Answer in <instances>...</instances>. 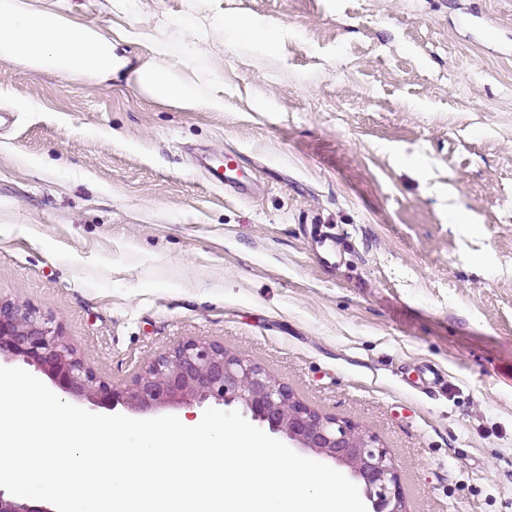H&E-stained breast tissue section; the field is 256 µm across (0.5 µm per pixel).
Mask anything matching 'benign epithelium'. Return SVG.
Masks as SVG:
<instances>
[{
	"mask_svg": "<svg viewBox=\"0 0 512 512\" xmlns=\"http://www.w3.org/2000/svg\"><path fill=\"white\" fill-rule=\"evenodd\" d=\"M20 356L49 375L64 394L101 408L121 405L148 411L213 398L239 404L251 418L297 448L332 460L349 471L371 512H405L399 475L387 449L366 427L323 414L285 383L217 342L184 340L156 356L133 382L116 388L78 356L51 320L39 311L0 300V355ZM0 512H52L7 498Z\"/></svg>",
	"mask_w": 512,
	"mask_h": 512,
	"instance_id": "obj_1",
	"label": "benign epithelium"
}]
</instances>
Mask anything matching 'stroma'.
Returning <instances> with one entry per match:
<instances>
[{
  "label": "stroma",
  "mask_w": 512,
  "mask_h": 512,
  "mask_svg": "<svg viewBox=\"0 0 512 512\" xmlns=\"http://www.w3.org/2000/svg\"><path fill=\"white\" fill-rule=\"evenodd\" d=\"M186 5L132 9L175 53ZM198 8L254 27L211 32L220 112L0 59V299L117 387L184 339L224 344L373 432L407 512H512V0ZM228 153L247 192L210 181Z\"/></svg>",
  "instance_id": "stroma-1"
}]
</instances>
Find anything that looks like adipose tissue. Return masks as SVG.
Wrapping results in <instances>:
<instances>
[{
  "instance_id": "adipose-tissue-1",
  "label": "adipose tissue",
  "mask_w": 512,
  "mask_h": 512,
  "mask_svg": "<svg viewBox=\"0 0 512 512\" xmlns=\"http://www.w3.org/2000/svg\"><path fill=\"white\" fill-rule=\"evenodd\" d=\"M112 8L128 18L127 27L115 36L87 25L77 15L41 8L34 0H0V58L38 72L66 74L92 90L123 81L151 99L184 109L223 110V78L198 68L211 25L197 6L170 19L183 37L175 54L133 19L129 0H113ZM126 44L140 45V53H124ZM202 83L209 85L208 94L199 93Z\"/></svg>"
}]
</instances>
